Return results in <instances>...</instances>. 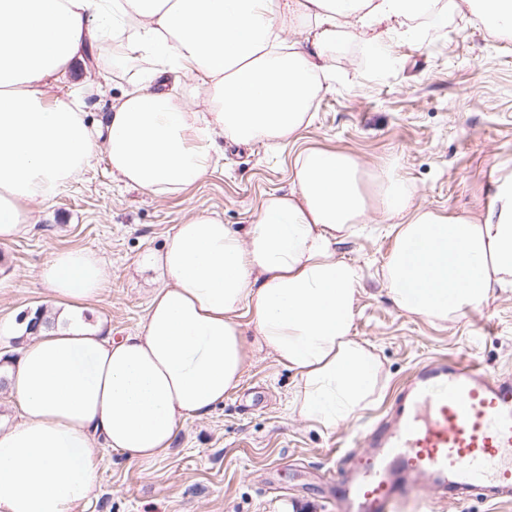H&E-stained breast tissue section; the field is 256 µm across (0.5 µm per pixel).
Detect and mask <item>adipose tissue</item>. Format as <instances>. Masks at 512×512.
I'll return each mask as SVG.
<instances>
[{"instance_id": "ef3b65f1", "label": "adipose tissue", "mask_w": 512, "mask_h": 512, "mask_svg": "<svg viewBox=\"0 0 512 512\" xmlns=\"http://www.w3.org/2000/svg\"><path fill=\"white\" fill-rule=\"evenodd\" d=\"M467 26L512 31V0H454ZM431 0H0V242L27 232L35 207L106 153L125 185L166 197L203 180L218 138L291 141L323 91L339 29L357 32L392 66L394 41L414 38ZM125 42L156 65L132 82L100 126L78 99L54 93L87 47ZM192 78L203 109L177 102L156 79ZM342 151L311 150L293 186L269 195L246 231L201 213L174 225L150 257L165 283L153 289L133 333L113 338L54 327L56 312L97 299L102 259L54 252L39 278L52 312L6 368L19 409L0 428V512H76L95 496L104 449L132 463L165 456L179 427L208 414L263 356L292 371L290 414L326 429L350 421L381 388L375 354L352 335L358 267L336 255L373 217L394 246L382 266L404 314L437 323L512 291V176L485 211L445 215L416 204L394 166L373 174ZM255 328L245 341L239 313Z\"/></svg>"}]
</instances>
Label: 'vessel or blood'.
<instances>
[{
    "mask_svg": "<svg viewBox=\"0 0 512 512\" xmlns=\"http://www.w3.org/2000/svg\"><path fill=\"white\" fill-rule=\"evenodd\" d=\"M328 498L334 512H426L512 502V376L464 357L418 365L387 415L357 432Z\"/></svg>",
    "mask_w": 512,
    "mask_h": 512,
    "instance_id": "1",
    "label": "vessel or blood"
}]
</instances>
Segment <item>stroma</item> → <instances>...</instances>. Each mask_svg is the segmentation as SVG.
<instances>
[{"instance_id": "1", "label": "stroma", "mask_w": 512, "mask_h": 512, "mask_svg": "<svg viewBox=\"0 0 512 512\" xmlns=\"http://www.w3.org/2000/svg\"><path fill=\"white\" fill-rule=\"evenodd\" d=\"M462 26L440 0L421 40L396 42L397 62L384 73L362 66L368 47L343 33L331 53L330 89L314 101L312 121L296 141H219L214 169L179 195L124 187L106 154H98L64 192L37 207L38 221L25 234L0 243V352L17 354L27 318L48 309L39 272L62 249L94 251L106 270V286L82 311V323H106L116 338L136 331L161 283L145 262L162 249L171 227L201 212L235 228L250 224L268 195L289 191L306 150L348 152L369 173L395 164L416 203L443 214L485 209L495 182L512 174V33L466 35ZM152 68L150 59L134 58L120 79L78 62L57 90L81 92L94 124L129 81ZM393 244L381 223L336 247L361 271L352 334L382 365L384 388L374 403L347 424L324 429L289 416L293 372L269 358L252 362L223 404L180 426L165 457L132 464L105 449L99 493L76 512H333L323 493L344 440L383 416L420 362L466 356L493 374L512 375V292L446 324L405 315L381 277Z\"/></svg>"}]
</instances>
